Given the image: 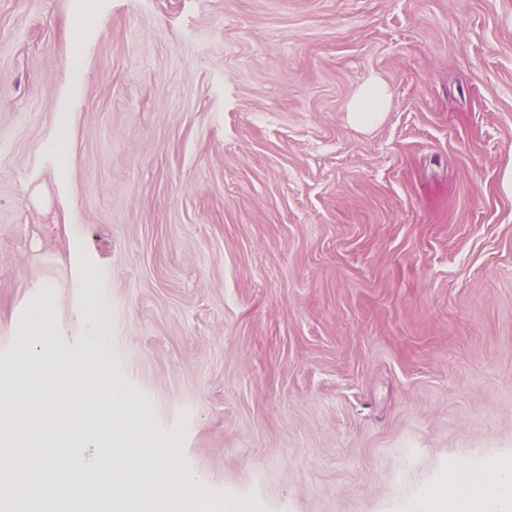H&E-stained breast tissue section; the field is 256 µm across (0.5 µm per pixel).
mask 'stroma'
<instances>
[{
    "instance_id": "35a3bbf8",
    "label": "stroma",
    "mask_w": 512,
    "mask_h": 512,
    "mask_svg": "<svg viewBox=\"0 0 512 512\" xmlns=\"http://www.w3.org/2000/svg\"><path fill=\"white\" fill-rule=\"evenodd\" d=\"M44 283L131 451L260 512L512 459V0H0L1 383ZM391 97L387 87L379 80L364 83L352 97L347 111L351 126L366 130L376 125L388 112Z\"/></svg>"
}]
</instances>
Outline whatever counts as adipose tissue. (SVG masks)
Returning a JSON list of instances; mask_svg holds the SVG:
<instances>
[{
	"instance_id": "obj_1",
	"label": "adipose tissue",
	"mask_w": 512,
	"mask_h": 512,
	"mask_svg": "<svg viewBox=\"0 0 512 512\" xmlns=\"http://www.w3.org/2000/svg\"><path fill=\"white\" fill-rule=\"evenodd\" d=\"M390 102L382 82L364 83L348 105L350 125L361 130L373 127ZM410 512H512V463H497L480 471L465 461H452L447 480L416 498Z\"/></svg>"
}]
</instances>
